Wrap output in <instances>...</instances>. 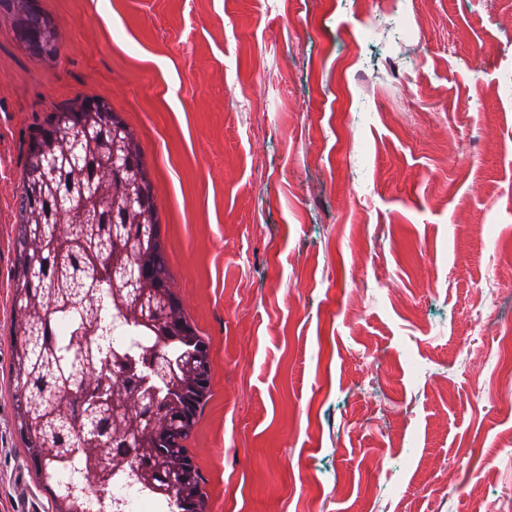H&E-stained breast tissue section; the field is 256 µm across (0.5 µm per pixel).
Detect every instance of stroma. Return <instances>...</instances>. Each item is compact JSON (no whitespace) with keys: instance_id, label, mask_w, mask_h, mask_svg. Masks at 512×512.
<instances>
[{"instance_id":"35a3bbf8","label":"stroma","mask_w":512,"mask_h":512,"mask_svg":"<svg viewBox=\"0 0 512 512\" xmlns=\"http://www.w3.org/2000/svg\"><path fill=\"white\" fill-rule=\"evenodd\" d=\"M0 15V512H51L12 373L16 196L77 97L134 126L170 288L210 353L205 512H497L512 498V0H39Z\"/></svg>"}]
</instances>
